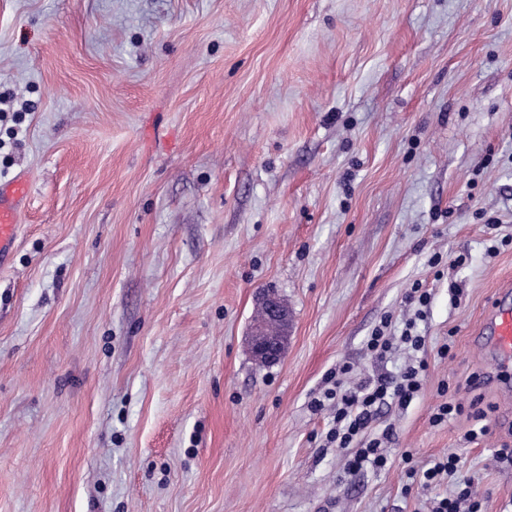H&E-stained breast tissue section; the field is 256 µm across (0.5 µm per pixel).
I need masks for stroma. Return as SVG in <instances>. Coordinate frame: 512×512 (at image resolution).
Masks as SVG:
<instances>
[{"label": "stroma", "mask_w": 512, "mask_h": 512, "mask_svg": "<svg viewBox=\"0 0 512 512\" xmlns=\"http://www.w3.org/2000/svg\"><path fill=\"white\" fill-rule=\"evenodd\" d=\"M0 512H428L404 452L455 454L512 512V368L479 344L512 287V0H0ZM466 261L451 266L456 255ZM429 368L345 473L326 375ZM462 288L451 301L449 287ZM288 346L259 367L260 294ZM452 343V358L438 349ZM487 379L489 432L430 417ZM29 193V183L23 176L0 184V258L8 255L15 245L19 215ZM389 325L390 321H382L381 326L372 332L366 344L368 351L379 357H383L395 349L398 344L399 347L404 346V350H411L414 353H418L423 349L425 343L424 337L414 335L411 332L415 326V320L413 318L406 321L405 330L402 332L401 336H399L398 344L395 343L396 336H389L387 333Z\"/></svg>", "instance_id": "obj_1"}]
</instances>
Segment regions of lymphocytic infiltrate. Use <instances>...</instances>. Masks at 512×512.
<instances>
[{"label":"lymphocytic infiltrate","mask_w":512,"mask_h":512,"mask_svg":"<svg viewBox=\"0 0 512 512\" xmlns=\"http://www.w3.org/2000/svg\"><path fill=\"white\" fill-rule=\"evenodd\" d=\"M414 320H407L405 329L399 337L389 336L386 326L376 328L367 341V349L377 356H384L404 346L416 352L417 357L407 365L399 379L379 378L362 381L355 387H345L343 377L350 373V366L336 369L337 379L332 389L326 390L323 398L314 400L313 411L323 410L332 405L333 425L326 434L328 446L349 449L346 470L353 473L367 467L382 469L388 463L384 445L390 438L389 431L370 434L369 428L377 419L382 405L387 401H398L405 406L417 396L426 377L428 362L420 358L419 352L425 340L413 332Z\"/></svg>","instance_id":"f902f5d3"}]
</instances>
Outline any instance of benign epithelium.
<instances>
[{"instance_id": "7a95c632", "label": "benign epithelium", "mask_w": 512, "mask_h": 512, "mask_svg": "<svg viewBox=\"0 0 512 512\" xmlns=\"http://www.w3.org/2000/svg\"><path fill=\"white\" fill-rule=\"evenodd\" d=\"M260 313L249 336V347L256 364L269 366L277 363L288 344L289 314L287 305L273 294L262 295Z\"/></svg>"}]
</instances>
